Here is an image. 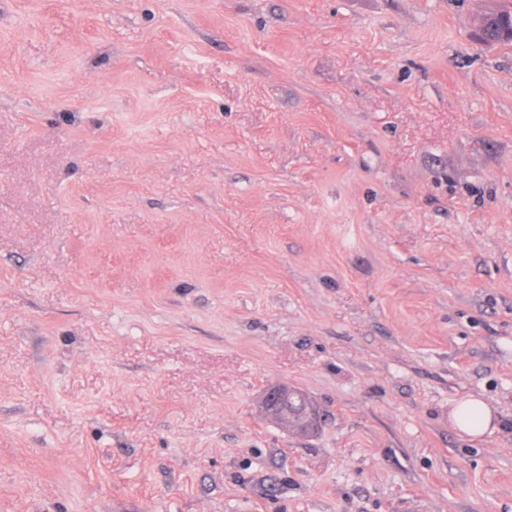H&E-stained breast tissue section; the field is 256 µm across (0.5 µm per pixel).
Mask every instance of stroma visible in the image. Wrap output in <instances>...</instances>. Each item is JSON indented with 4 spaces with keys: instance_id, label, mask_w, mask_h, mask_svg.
<instances>
[{
    "instance_id": "1",
    "label": "stroma",
    "mask_w": 512,
    "mask_h": 512,
    "mask_svg": "<svg viewBox=\"0 0 512 512\" xmlns=\"http://www.w3.org/2000/svg\"><path fill=\"white\" fill-rule=\"evenodd\" d=\"M474 3L0 0V512H512ZM258 409L266 420L291 426L302 435L314 432L321 424L317 408L300 391L285 385L266 389ZM453 417L462 432L471 437H480L488 431L492 413L486 402L470 397L459 401Z\"/></svg>"
}]
</instances>
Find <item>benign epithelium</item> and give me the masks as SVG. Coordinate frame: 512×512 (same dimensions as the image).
I'll use <instances>...</instances> for the list:
<instances>
[{
  "label": "benign epithelium",
  "mask_w": 512,
  "mask_h": 512,
  "mask_svg": "<svg viewBox=\"0 0 512 512\" xmlns=\"http://www.w3.org/2000/svg\"><path fill=\"white\" fill-rule=\"evenodd\" d=\"M259 413L268 421L291 426L303 434L314 432L321 424L317 408L300 391L285 385L264 391Z\"/></svg>",
  "instance_id": "7a95c632"
}]
</instances>
